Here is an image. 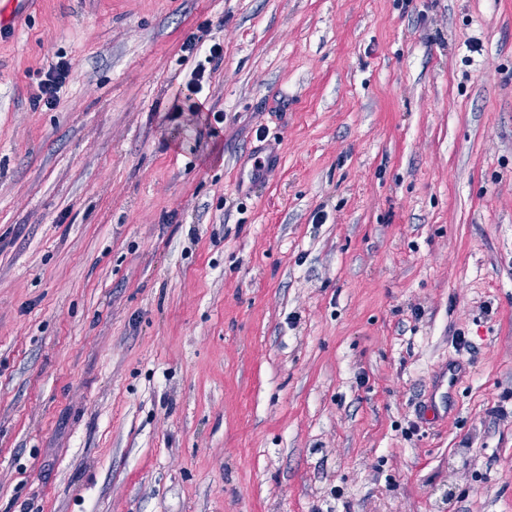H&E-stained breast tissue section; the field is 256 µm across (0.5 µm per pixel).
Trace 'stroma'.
<instances>
[{
	"instance_id": "obj_1",
	"label": "stroma",
	"mask_w": 512,
	"mask_h": 512,
	"mask_svg": "<svg viewBox=\"0 0 512 512\" xmlns=\"http://www.w3.org/2000/svg\"><path fill=\"white\" fill-rule=\"evenodd\" d=\"M0 512H512V0L1 26ZM201 34H191L184 43V51L189 55H196L198 52L205 51L204 60H199L196 68L192 72V78L186 86L188 94H184L182 90L176 95L177 102L180 101L183 95L182 104L176 105V112H191L193 115L202 117L203 103L199 99L192 98L193 95H198L203 91V85L207 81V77L212 70L217 67L224 60V48L220 43L206 44L207 30H198ZM70 73V67L67 62L59 61L55 67L46 73V78L38 85V92L31 97L33 108L45 106L53 107L56 104L58 93L66 82Z\"/></svg>"
}]
</instances>
